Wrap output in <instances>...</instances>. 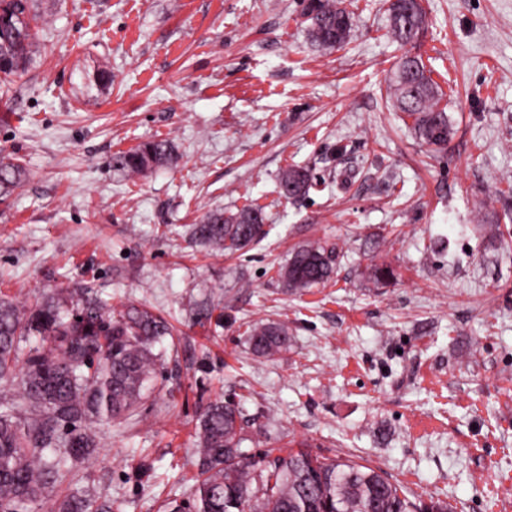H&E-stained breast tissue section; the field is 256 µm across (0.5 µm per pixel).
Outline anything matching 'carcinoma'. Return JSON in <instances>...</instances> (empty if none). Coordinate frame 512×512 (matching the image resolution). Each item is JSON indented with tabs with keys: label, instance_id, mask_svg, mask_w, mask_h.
<instances>
[{
	"label": "carcinoma",
	"instance_id": "cac0c4a2",
	"mask_svg": "<svg viewBox=\"0 0 512 512\" xmlns=\"http://www.w3.org/2000/svg\"><path fill=\"white\" fill-rule=\"evenodd\" d=\"M33 0H0V74L30 65L38 46L31 25ZM304 16L312 41L323 50L345 44L351 15L344 0H306ZM427 13L422 0H391L389 33L412 45L423 34ZM393 106L412 119L417 140L443 149L454 134L444 93L421 56L409 52L388 78ZM173 159L164 139L143 142L112 156V170L141 174ZM18 162L0 160V200L26 179ZM312 176L291 166L279 177L287 200L305 196ZM257 208L213 210L192 225L194 241L217 253L233 254L259 244L267 235ZM335 247L322 241L298 246L277 270L282 288L300 294L327 284L335 274ZM170 334L168 323L132 306L114 316L79 298L51 294L34 306L0 299V386L17 383V392L0 394V512H109L83 491L65 495L59 487L97 448L86 422L109 423L134 411L156 370L152 346ZM39 344L21 357L19 343ZM251 353L280 357L291 346L286 322L250 325ZM244 407L233 398L210 403L196 428L198 479L192 499L171 512H451L447 504L411 499L373 468L353 460L298 450L285 456H255L247 440Z\"/></svg>",
	"mask_w": 512,
	"mask_h": 512
}]
</instances>
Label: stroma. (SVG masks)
Masks as SVG:
<instances>
[{
  "label": "stroma",
  "instance_id": "1",
  "mask_svg": "<svg viewBox=\"0 0 512 512\" xmlns=\"http://www.w3.org/2000/svg\"><path fill=\"white\" fill-rule=\"evenodd\" d=\"M36 3L39 53L0 77V157L27 169L0 203V296L80 288L174 327L136 414L90 423L81 487L164 512L196 483L201 410L232 397L266 433L249 453L349 458L452 512H512V0H423L409 50L454 93L440 151L387 98L407 50L387 0H347L332 51L303 0ZM151 139L171 164L113 172ZM292 165L313 176L297 201L277 191ZM248 205L258 246L193 242L209 210ZM314 240L336 248L333 280L282 292L278 267ZM258 320L288 323V354L250 352Z\"/></svg>",
  "mask_w": 512,
  "mask_h": 512
}]
</instances>
